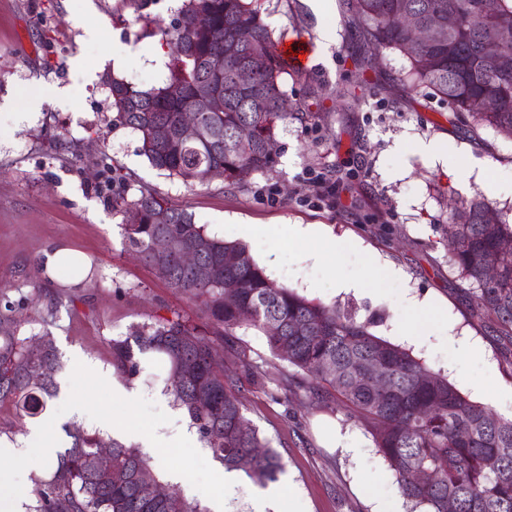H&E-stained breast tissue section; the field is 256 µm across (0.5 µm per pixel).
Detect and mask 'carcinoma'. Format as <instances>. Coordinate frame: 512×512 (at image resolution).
<instances>
[{
  "mask_svg": "<svg viewBox=\"0 0 512 512\" xmlns=\"http://www.w3.org/2000/svg\"><path fill=\"white\" fill-rule=\"evenodd\" d=\"M344 12L358 18L355 39L369 48L392 49L409 63L402 91L424 85L448 104V123L474 133L481 127L512 139V65L503 68L487 61L481 51L484 32L496 25H512V0H339ZM453 7L459 26L442 41L418 46L407 43L398 18L410 13L425 20H445ZM251 31L252 41L238 43L235 32ZM171 48L168 82L140 89L112 79V109L118 119L137 133L140 153L155 168L187 185L205 184L207 173L221 171L224 186L239 188L255 173L274 169L275 156L266 143L275 140L281 123L315 117L302 105L288 111L282 90L286 61L264 21L259 0H186L176 25L162 33ZM255 55L265 65L252 72V90L245 92L236 71ZM224 58V111L203 112L205 136L187 141L179 134L184 100L194 95L208 66ZM181 87L183 98L169 89ZM495 94L500 104L493 111L475 107V101ZM161 123L168 130L162 143L148 140V128ZM251 149L243 153L241 140ZM469 220L448 225L455 239L452 270L475 286L476 316L492 325L497 335L512 341V222L503 211L481 200L466 204ZM112 210L129 216L137 211L139 223L122 224L126 246L165 281L169 288L194 303L208 318L202 334L180 314L143 323L123 339L110 340L112 368L130 380L140 370L139 356L156 354L169 369L166 392L187 412L206 447L228 471H242L264 485L276 480L283 464L269 440L244 415L238 398L239 379L224 372V353L247 367L248 354L234 335L239 328L254 329L266 340L271 354L296 371L321 382L315 395L323 402L335 398L347 416L365 424L378 453L394 473L402 497L412 507L426 505L430 512H512V420L463 395L448 379L430 372L408 350L375 335L372 320L359 321L336 304H325L279 286L268 278L246 245L209 235L192 213L151 190L129 199L112 198ZM164 237L172 251L159 260L154 240ZM205 245L198 261L186 264L180 251ZM232 255L236 264L224 269V278L237 285L236 294L204 270L224 264ZM494 265L498 279L484 281ZM42 305V322L51 323L62 299L42 289L33 296L13 299L0 289V405L10 403L19 417H37L57 390L62 364L54 337H20L16 314ZM280 333L269 332L270 323ZM44 341L38 356L29 353L34 341ZM375 364L390 382L383 393L365 380ZM45 377L34 381L31 373ZM70 444L57 453L47 474L32 478L28 512H202L199 502L181 495L161 499L160 480L150 458L133 446L80 426L68 430ZM105 447L112 472L124 474L116 482L111 472L94 470L87 458ZM435 474L431 482L415 479L418 472Z\"/></svg>",
  "mask_w": 512,
  "mask_h": 512,
  "instance_id": "cac0c4a2",
  "label": "carcinoma"
}]
</instances>
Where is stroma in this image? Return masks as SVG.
I'll return each mask as SVG.
<instances>
[{"instance_id": "35a3bbf8", "label": "stroma", "mask_w": 512, "mask_h": 512, "mask_svg": "<svg viewBox=\"0 0 512 512\" xmlns=\"http://www.w3.org/2000/svg\"><path fill=\"white\" fill-rule=\"evenodd\" d=\"M261 8L275 38L293 34L313 42L307 69L289 70L283 89L290 103L309 106L315 116L282 123L273 172L229 190L219 179L189 187L152 167L139 153L137 134L119 124L111 108L112 79L142 89L167 81L169 70L156 58L168 56L161 32L180 16L172 0H0V284L72 293L77 307L73 313L60 308L49 326L38 310L19 315L21 334L50 330L63 369L43 417L17 419L6 404L0 430L14 440L34 426L63 441L73 424L94 429L91 415L81 418L69 408L88 402L126 424L120 441L151 456L160 479L173 467L192 473V481L171 485V492L205 510L221 501L222 512H255L260 487L242 474L233 495L224 496V466L198 432L154 441L161 420L187 421L170 396L157 393L167 384L164 366L142 358L132 381L140 395L132 402L94 377L112 370L110 340L138 324L176 312L199 329L208 327L196 307L128 251L122 217L109 202L114 193L156 191L191 212L210 235L246 244L277 284L338 304L361 320L378 317L375 335L412 352L471 400L512 416V344L474 316L472 286L450 269L448 250L451 204L482 198L512 215L506 185L512 139L490 128L473 135L452 127L447 105L426 86L402 93L407 61L392 50L370 56L371 89L359 92L353 59L368 54L353 39L354 18L337 0L321 15L311 0H261ZM325 26L334 32L327 42L320 37ZM77 57L92 77L77 72ZM118 57L125 60L119 68L113 65ZM61 87L70 91L64 104L43 103L21 127L10 120L42 91ZM350 92L360 95L351 109L344 99ZM434 137L448 150L437 162L418 152L420 142ZM107 166L109 186L102 176ZM291 224L322 225L337 250L316 257L313 247L288 236ZM53 246L84 254L95 277L66 269L49 274L41 258ZM346 274L363 281L362 293L338 291L336 280ZM411 296L429 302L427 315L407 310ZM411 321L421 329L414 338L400 331ZM450 334L479 340L484 360L470 364L449 351ZM235 335L266 383H252L233 357H225L224 368L241 382L246 417L285 465L276 488L298 501L300 512H411L366 427L349 420L341 405L318 403L308 387L285 396L276 383L291 367L271 356L257 331ZM334 434L358 447L359 456L334 446Z\"/></svg>"}]
</instances>
